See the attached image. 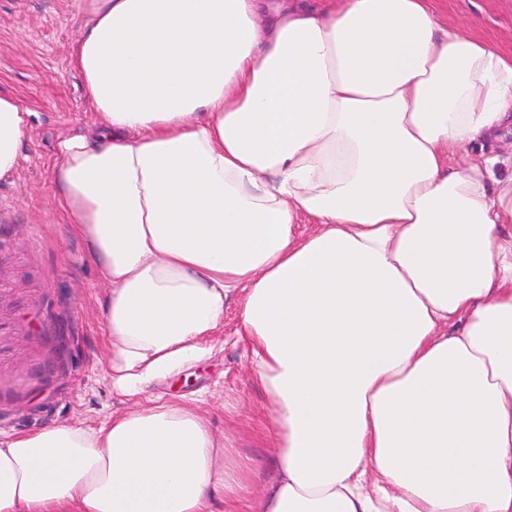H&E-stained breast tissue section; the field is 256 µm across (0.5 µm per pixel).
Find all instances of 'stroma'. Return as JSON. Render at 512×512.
Here are the masks:
<instances>
[{
  "label": "stroma",
  "instance_id": "35a3bbf8",
  "mask_svg": "<svg viewBox=\"0 0 512 512\" xmlns=\"http://www.w3.org/2000/svg\"><path fill=\"white\" fill-rule=\"evenodd\" d=\"M84 0H0V89L30 110L19 165L0 179V437L78 423L96 428L127 409L107 379L103 306L108 284L56 199L57 142L92 125L70 58ZM440 20L474 17L473 34L512 52V0H441ZM236 303L201 361L155 383L161 399L192 403L224 438V462L249 467L259 494L277 462L268 397Z\"/></svg>",
  "mask_w": 512,
  "mask_h": 512
}]
</instances>
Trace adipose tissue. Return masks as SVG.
Masks as SVG:
<instances>
[{
  "label": "adipose tissue",
  "instance_id": "ef3b65f1",
  "mask_svg": "<svg viewBox=\"0 0 512 512\" xmlns=\"http://www.w3.org/2000/svg\"><path fill=\"white\" fill-rule=\"evenodd\" d=\"M71 64L100 121L56 200L132 406L0 438V512H234L208 418L145 400L230 299L278 448L250 512H512V54L437 0H88ZM29 115L0 91V179Z\"/></svg>",
  "mask_w": 512,
  "mask_h": 512
}]
</instances>
